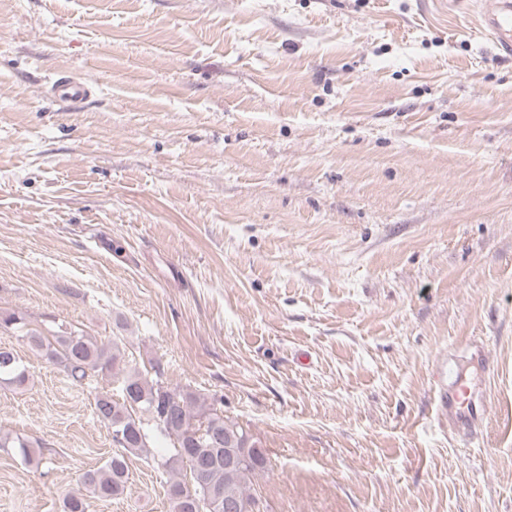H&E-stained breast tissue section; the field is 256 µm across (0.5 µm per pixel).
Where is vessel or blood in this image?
<instances>
[{"label":"vessel or blood","mask_w":512,"mask_h":512,"mask_svg":"<svg viewBox=\"0 0 512 512\" xmlns=\"http://www.w3.org/2000/svg\"><path fill=\"white\" fill-rule=\"evenodd\" d=\"M483 34L500 55H512V0H486L481 9ZM53 91L61 101L77 105L87 100L91 89L87 82L60 77ZM433 395L436 415L441 422L457 425L466 436L476 435L485 419V399L469 388L449 384L448 361L439 359L433 370Z\"/></svg>","instance_id":"vessel-or-blood-1"}]
</instances>
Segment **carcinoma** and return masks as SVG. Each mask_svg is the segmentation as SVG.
I'll return each mask as SVG.
<instances>
[{"label": "carcinoma", "instance_id": "carcinoma-1", "mask_svg": "<svg viewBox=\"0 0 512 512\" xmlns=\"http://www.w3.org/2000/svg\"><path fill=\"white\" fill-rule=\"evenodd\" d=\"M0 330L36 351L73 381L93 387L94 414L112 434L121 452L102 466L83 473L81 488L63 501L64 512H87L88 498L120 499L127 494L131 455L150 453L151 436L168 447L152 454L157 468L168 475V512H224L227 502L254 512L263 504L253 488L266 468L267 457L251 430L224 416L218 404L188 389H171L158 378L127 364L118 343L108 346L66 323L44 331L16 313L0 314ZM109 372L120 382L122 396L95 385L96 374ZM29 375L16 351L0 346V385L19 389ZM0 448H16L31 460L30 443L8 431L0 432Z\"/></svg>", "mask_w": 512, "mask_h": 512}]
</instances>
